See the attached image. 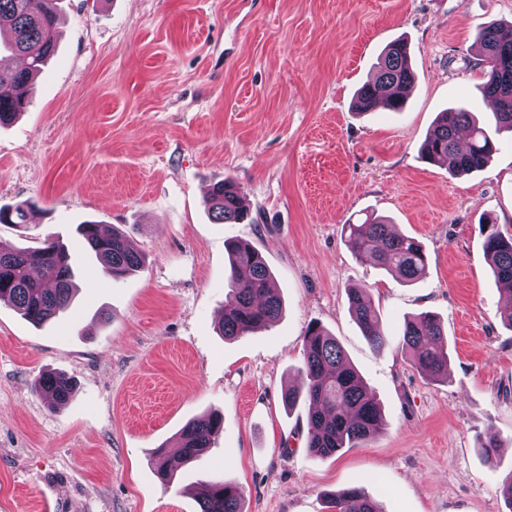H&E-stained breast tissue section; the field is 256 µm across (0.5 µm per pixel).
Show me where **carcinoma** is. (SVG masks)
I'll return each instance as SVG.
<instances>
[{
    "instance_id": "cac0c4a2",
    "label": "carcinoma",
    "mask_w": 512,
    "mask_h": 512,
    "mask_svg": "<svg viewBox=\"0 0 512 512\" xmlns=\"http://www.w3.org/2000/svg\"><path fill=\"white\" fill-rule=\"evenodd\" d=\"M58 0H0V126L8 125L30 104L31 82L43 71L56 50ZM475 45L484 64L485 97L496 103V132L512 133V22L488 23L475 34ZM415 82L408 43L402 39L384 49L373 79L357 93L360 112L385 109L401 112ZM496 151L489 133L476 125L471 112L457 106L440 113L421 144L423 159L448 166L452 177L484 168ZM206 205L216 224L257 223L242 204L236 182L227 177L210 189ZM30 204L0 207V224L17 227L27 223ZM102 272L117 280L144 267L145 256L125 231L112 229L103 236L100 225L86 222L77 227ZM483 249L490 269L501 285H512V234L491 220L481 224ZM346 247L355 255H370L376 266L401 283H411L426 271L422 244L394 233L387 219L368 215L360 224L343 225ZM227 286L234 307L224 310L219 331L226 339L243 336L273 323L282 311V300L272 288V275L261 252L247 240L228 245ZM65 246L53 234L36 245L15 247L0 242V301L13 305L33 324H42L65 312L77 286ZM348 310L363 336L376 350L389 345L379 324L370 293L364 288L346 291ZM446 332L431 313L405 319L397 349L409 356L413 368L432 382L448 380ZM75 385L67 375L49 371L36 379L34 390L53 405L70 399ZM288 406L301 402L308 407L306 448L314 457H330L354 448L383 430L381 407L342 346L322 326L308 327L303 339L301 384L283 393ZM223 428L222 418L206 415L186 424L180 433L183 460H191L211 447ZM242 489L233 482L204 485L200 512H243ZM329 512H380L377 502L358 487L327 499Z\"/></svg>"
}]
</instances>
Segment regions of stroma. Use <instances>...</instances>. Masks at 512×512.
Segmentation results:
<instances>
[{
  "label": "stroma",
  "instance_id": "obj_1",
  "mask_svg": "<svg viewBox=\"0 0 512 512\" xmlns=\"http://www.w3.org/2000/svg\"><path fill=\"white\" fill-rule=\"evenodd\" d=\"M57 50L24 115L0 126V206L28 224L0 241L59 235L79 291L43 325L0 303V512H199L198 492L230 480L244 512H328L360 487L383 512H512V330L479 225L512 232V139L482 171L454 178L419 147L439 112L481 94L478 25L512 22V0H60ZM406 40L417 73L401 112L358 113L385 46ZM233 178L254 221L214 223L204 198ZM420 241L425 276L396 282L354 256L341 228L368 213ZM130 231L142 271L115 281L76 234ZM251 241L283 299L274 323L233 340L227 244ZM371 289L396 337L436 314L448 379L423 378L395 347L376 351L345 291ZM325 327L379 401L382 432L340 454L306 450L307 409L285 408L303 336ZM76 382L51 407L44 372ZM218 413L224 430L171 483L181 429ZM500 438L493 461L480 448Z\"/></svg>",
  "mask_w": 512,
  "mask_h": 512
}]
</instances>
